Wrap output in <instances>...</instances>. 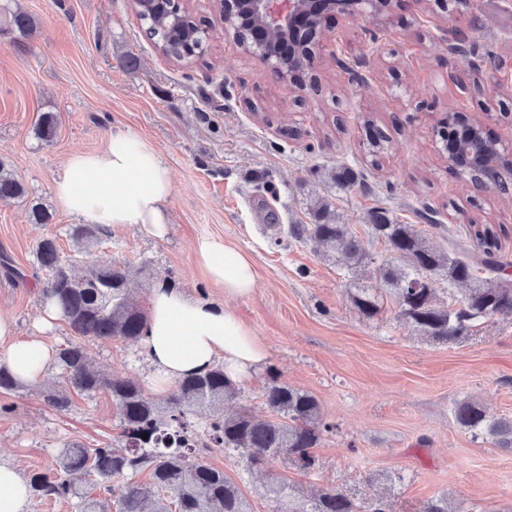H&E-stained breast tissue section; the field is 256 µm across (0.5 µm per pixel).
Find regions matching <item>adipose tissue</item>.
<instances>
[{
  "label": "adipose tissue",
  "instance_id": "obj_1",
  "mask_svg": "<svg viewBox=\"0 0 512 512\" xmlns=\"http://www.w3.org/2000/svg\"><path fill=\"white\" fill-rule=\"evenodd\" d=\"M171 171L160 152L141 134L115 128L105 145L76 153L53 183V194L69 214L92 224H141L163 236L166 204L173 193ZM197 260L229 298L252 291L256 274L239 249L214 239L201 240ZM148 329L142 341L147 361L156 371L155 392L183 376L223 363L233 379L247 377L267 358L251 329L223 304L188 299L172 286L159 284L149 297ZM0 365L25 385L38 384L54 361L52 347L39 336H17L13 321L0 315Z\"/></svg>",
  "mask_w": 512,
  "mask_h": 512
}]
</instances>
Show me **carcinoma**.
<instances>
[{"label": "carcinoma", "mask_w": 512, "mask_h": 512, "mask_svg": "<svg viewBox=\"0 0 512 512\" xmlns=\"http://www.w3.org/2000/svg\"><path fill=\"white\" fill-rule=\"evenodd\" d=\"M135 6L140 20L148 24L150 36L157 39V47L173 61L189 65L204 52L201 30L189 14H177L157 0H135ZM35 25V18L27 12L10 14L11 29L23 37L30 35ZM236 34L245 50L256 48L276 56L288 41L290 28L266 26L247 12ZM293 45V53L280 60L286 70L299 67L306 59L302 40H293ZM35 130L40 140L52 142L57 134L56 115L42 113ZM331 180L345 193L368 189L346 166L335 168ZM26 199L24 184L0 161V200ZM464 228L473 239V250L458 256L443 250L430 233L394 221L388 208L374 207L368 213V233L383 241L390 252L377 259L347 225L336 223L331 204L324 200L314 210V223L290 224L288 234L316 243L325 256L343 262L354 273L373 267V273L394 296L399 315L423 335L446 344L481 320L512 315V283L489 278L506 266L500 257L497 225L466 224ZM102 233L103 228L96 224L74 225L69 231L79 251L95 248ZM35 258L47 275L42 299L58 306L73 335L93 341L143 339L147 315L132 300L125 267L95 266L77 277L60 255L53 236L40 239ZM439 279L448 282L449 302L441 300L433 287ZM456 286L462 287L460 298L454 295ZM352 302L367 318L380 310L379 294L368 288L358 289ZM56 364L60 374L38 387L44 402L64 411L71 404L72 391L87 395L105 391L116 407L123 441L119 449L73 443L59 451L52 471L29 478L34 497L75 499L80 512H251L247 498L224 470L199 460L200 449L236 454L247 471L288 458L309 468L310 449L323 433L333 429L312 393L288 385L275 374L269 376L262 392L269 416L257 417L247 410L226 416L224 402L238 398L241 388L222 366L180 378L169 395L155 399L135 380L93 368L79 342L60 348ZM204 413L208 420L201 430L194 416ZM453 417L472 436L512 448L511 419H491L471 400L455 405ZM145 470L149 479L141 482L138 476ZM74 472L94 477L102 494L94 496L76 485L70 479ZM261 494L275 501L279 512H358L356 504L336 489L303 494L278 477L270 478Z\"/></svg>", "instance_id": "cac0c4a2"}]
</instances>
